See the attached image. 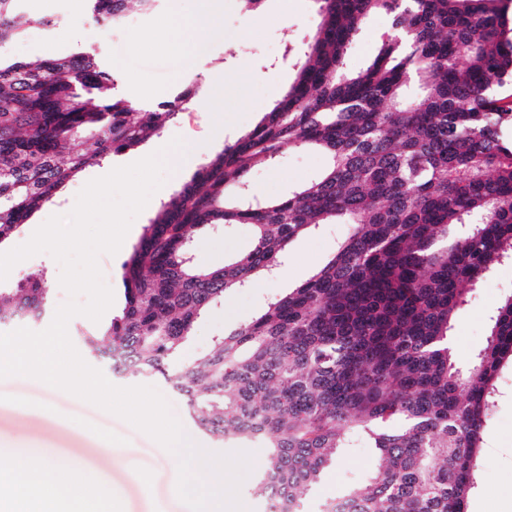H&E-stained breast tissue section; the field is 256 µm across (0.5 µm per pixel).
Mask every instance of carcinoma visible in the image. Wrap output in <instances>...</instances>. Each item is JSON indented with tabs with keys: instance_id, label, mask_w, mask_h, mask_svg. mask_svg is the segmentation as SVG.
Instances as JSON below:
<instances>
[{
	"instance_id": "obj_1",
	"label": "carcinoma",
	"mask_w": 512,
	"mask_h": 512,
	"mask_svg": "<svg viewBox=\"0 0 512 512\" xmlns=\"http://www.w3.org/2000/svg\"><path fill=\"white\" fill-rule=\"evenodd\" d=\"M20 2L0 0V242L194 98L187 88L148 110L90 50L5 59L32 23ZM89 2L115 27L129 3L150 11L156 0ZM316 3L314 40L288 48L296 76L283 99L160 203L122 264L121 314L83 341L95 360L120 353L125 370L172 384L215 438L264 442L254 493L277 512H301L352 432L376 457L340 498L353 512H466L496 379L512 363V296L471 367L456 366L448 335L469 294L512 260V0ZM376 12L392 33L350 73L345 54ZM303 147L329 156L322 174L281 199L247 194L251 168ZM335 222L352 232L309 280L204 357L173 363L206 310L275 273L298 235ZM219 224L254 225L252 249L220 268L194 261V235ZM48 293L37 278L0 293V320L42 317Z\"/></svg>"
}]
</instances>
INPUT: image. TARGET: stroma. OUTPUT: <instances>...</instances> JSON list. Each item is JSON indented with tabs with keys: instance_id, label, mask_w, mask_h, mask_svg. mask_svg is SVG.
<instances>
[{
	"instance_id": "stroma-1",
	"label": "stroma",
	"mask_w": 512,
	"mask_h": 512,
	"mask_svg": "<svg viewBox=\"0 0 512 512\" xmlns=\"http://www.w3.org/2000/svg\"><path fill=\"white\" fill-rule=\"evenodd\" d=\"M268 10L262 18L245 13L241 0H221L210 18L198 20L186 36L187 46L174 45L160 36L159 28L169 15L194 12L193 0H161L152 14H137L133 24L118 29L100 28L86 9L67 12L64 0H53V10L64 18L52 41H43L39 26L26 28L9 54L12 59L32 61L57 59L78 51L94 50L114 71L127 72L125 95L137 102L171 99L188 84H196V105L179 113L176 123L164 136H147L134 149L103 159L101 164L79 173L65 191L41 208L12 236L0 242L9 251L29 240L48 218L68 214L87 182L112 169L131 164L146 155L160 139L175 134L208 142L206 153L187 157L183 172L168 169L164 182L153 194L154 202L169 198L189 181L207 155L219 152L224 144L254 128L281 99L293 81L294 59L285 53L286 45L301 46L314 34L318 22L314 0H263ZM391 30V19L373 13L364 19L345 57L348 70L366 66L376 55L384 34ZM224 94V110L215 114L208 93ZM328 157L312 149H296L276 163L255 167L248 176L252 193L265 198L286 196L299 184L316 178L327 166ZM154 210L145 208L133 221L120 250L99 257L103 278L114 293V303L100 322L84 316L73 317L68 333L77 351H84L82 333L95 331L98 324H109L124 305L122 264L141 238ZM349 231L345 224H323L316 231L295 238L289 245L286 264L265 286H250L229 292L223 303L206 311L188 339L178 350L175 362L187 365L206 355L214 342L263 313L267 303L287 295L306 282L332 258ZM254 241L250 224L204 228L193 242L195 258L204 265L219 267L225 258L248 252ZM60 266L46 253L15 265L0 289L12 291L35 276L49 286L48 305L57 309L68 299L59 284ZM512 294V263L500 266L475 288L467 305L457 314L450 331L453 359L460 368L472 365L489 334L490 317L501 300ZM495 407L484 432L477 484L467 504V512H512V368L504 367L496 382ZM112 440L111 456L99 448ZM32 448L53 449L71 473L87 472L98 480L96 491L107 512H187L176 492L177 458L145 433L123 419L39 380L0 379V453L18 443ZM211 452L246 451L257 464L244 480L240 497L250 512H269L268 503L254 493L268 450L261 442H233L208 439ZM374 462V451L363 436H353L341 449L340 459L327 468L305 501L304 512H322L325 502L341 498L365 481Z\"/></svg>"
}]
</instances>
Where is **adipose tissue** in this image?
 <instances>
[{
  "mask_svg": "<svg viewBox=\"0 0 512 512\" xmlns=\"http://www.w3.org/2000/svg\"><path fill=\"white\" fill-rule=\"evenodd\" d=\"M88 475L64 478L54 455L47 449H13L0 465V488L11 489L14 512H58L60 500L71 503L70 512H100V499L93 494Z\"/></svg>",
  "mask_w": 512,
  "mask_h": 512,
  "instance_id": "adipose-tissue-1",
  "label": "adipose tissue"
}]
</instances>
